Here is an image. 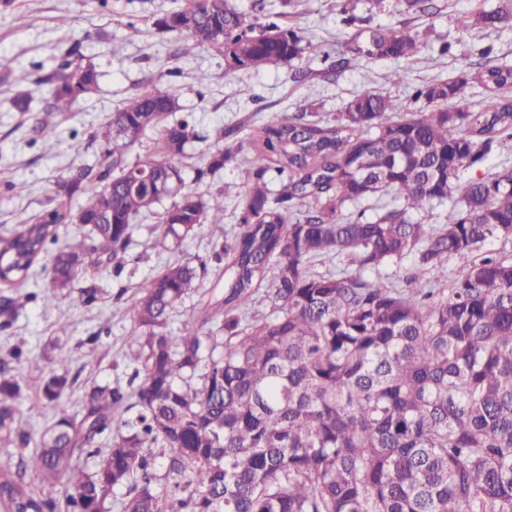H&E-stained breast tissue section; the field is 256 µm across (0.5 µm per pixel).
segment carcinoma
<instances>
[{
    "label": "carcinoma",
    "instance_id": "carcinoma-1",
    "mask_svg": "<svg viewBox=\"0 0 512 512\" xmlns=\"http://www.w3.org/2000/svg\"><path fill=\"white\" fill-rule=\"evenodd\" d=\"M478 19L511 29L512 0ZM151 24L215 49L233 69L320 57L335 73L420 49L409 32L379 25L356 34L351 56L332 60L298 31L229 0H180ZM99 77L78 44L53 54L36 82L0 71L18 112L30 111L31 85H49L36 119L44 134L97 91ZM474 85L486 91L475 105ZM509 90L512 65L477 62L418 86L408 116L372 92L332 120L273 115L252 132L250 151L219 149L196 169L201 181L231 162L250 178L243 227L230 239L224 194L181 192L174 159L207 136L187 115L167 120L175 99L146 88L111 113L92 136L93 164L0 236L1 287L24 285L43 259L49 279L44 290L0 295V331L18 308L47 305L87 280L91 261L122 271L133 219L166 199L161 244L206 226L223 287L170 336L171 312L203 285L208 264L175 263L145 278L130 337L138 383L84 386L80 412L58 416L28 455L9 451L35 441L21 409L24 350L0 359L4 512H57L61 487L66 512H109L118 486L122 512H512V165L463 178L512 148ZM448 101L457 108H440ZM148 130L152 152L134 154ZM272 171L278 190L269 188ZM445 205L443 223H422ZM65 224L83 225V240L58 245ZM327 260L334 268L314 269ZM452 261L459 273L450 279ZM401 268L407 289L397 284ZM261 289L270 311L258 315L251 306ZM68 365L59 354L41 380L51 408L77 381ZM84 455L98 459L91 472L73 466Z\"/></svg>",
    "mask_w": 512,
    "mask_h": 512
}]
</instances>
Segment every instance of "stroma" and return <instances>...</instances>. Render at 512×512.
Returning a JSON list of instances; mask_svg holds the SVG:
<instances>
[{"instance_id": "35a3bbf8", "label": "stroma", "mask_w": 512, "mask_h": 512, "mask_svg": "<svg viewBox=\"0 0 512 512\" xmlns=\"http://www.w3.org/2000/svg\"><path fill=\"white\" fill-rule=\"evenodd\" d=\"M230 2L253 15L282 14L284 22L300 28L333 54L347 50L355 32L342 22L343 0H292L286 7L279 0ZM498 4L499 0H434L433 14L422 15L402 6L372 13L364 0H359L358 16L372 25L410 30L421 48L407 60H364L332 75L317 58L276 69L233 70L222 55L207 47L186 48L183 40L159 34L149 20L151 14L174 9L175 0H108L104 8L97 0H14L8 11L0 12V64L26 68L34 61H49L56 45L77 42L82 53L97 64L101 78L95 95L65 113L54 134L40 137L35 136L33 126L36 111L48 96L47 85H40L31 111L21 113L11 108V94L0 84V235L42 210L58 181L93 162L98 145L91 135L98 124L148 84L174 95L182 112L193 114L204 138L191 142L177 165L191 192L205 196L223 191L224 227L228 233H237L242 217L239 201L247 179L228 164L215 176L197 180L195 169L203 153L217 146L251 148V131L276 113L317 112L334 118L355 96L368 91L391 96L400 106H407L415 87L455 78L466 56L512 65V31L484 28L475 22L480 10ZM63 14L71 21L61 28L57 18ZM131 22L141 30L134 39L128 36ZM445 42L451 43L452 49L442 56L438 48ZM396 70L402 79L390 82L389 76ZM202 72L209 79L201 85L196 77ZM220 128L230 130L231 135L217 144L209 134ZM76 141L81 142V151L73 150ZM10 181L24 184V192H7L5 185ZM162 211V206H155L135 221L122 274H115L109 264L94 271L93 281L100 290L94 307L81 304L78 289H68L57 293L50 305L28 304L18 312L8 333H0V358L7 357L15 346L27 354L22 411L33 434L49 426L57 411L78 412L83 384L128 383L134 372L128 355L136 327L137 286L144 278L173 263L208 261V281L202 289L192 291L171 316L169 332L177 336L185 323L198 315L209 288L221 277L223 267L212 259L206 227H198L178 247H159L156 225ZM62 327L67 330L63 337L57 334ZM96 331L100 339L87 343V336ZM56 342L68 352L69 369L78 386L53 409L43 404L38 389L49 367L47 355Z\"/></svg>"}]
</instances>
